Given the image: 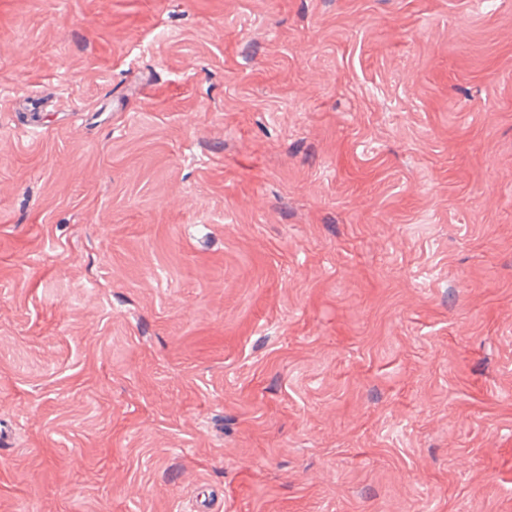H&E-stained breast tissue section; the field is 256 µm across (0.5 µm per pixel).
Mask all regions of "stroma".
<instances>
[{
	"label": "stroma",
	"mask_w": 512,
	"mask_h": 512,
	"mask_svg": "<svg viewBox=\"0 0 512 512\" xmlns=\"http://www.w3.org/2000/svg\"><path fill=\"white\" fill-rule=\"evenodd\" d=\"M0 512H512V0H0Z\"/></svg>",
	"instance_id": "1"
}]
</instances>
